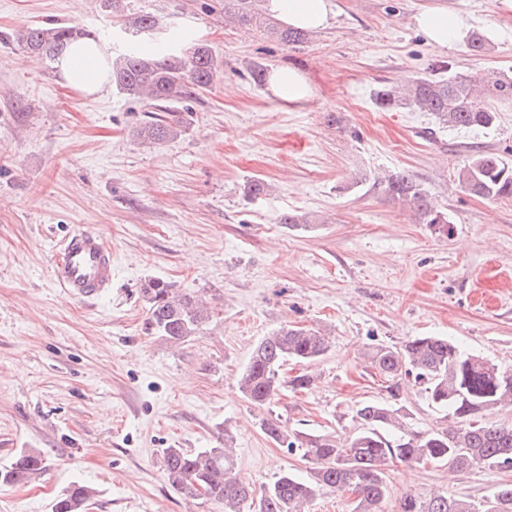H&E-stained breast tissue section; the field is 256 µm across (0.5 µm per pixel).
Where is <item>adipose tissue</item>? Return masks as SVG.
<instances>
[{
    "mask_svg": "<svg viewBox=\"0 0 512 512\" xmlns=\"http://www.w3.org/2000/svg\"><path fill=\"white\" fill-rule=\"evenodd\" d=\"M270 14L281 23L305 30L325 28L332 14L331 0H268ZM417 29L435 49L459 45L469 28L461 11L445 5L423 8L414 17ZM66 87L86 94L102 92L112 81V48L109 44L81 40L71 45L57 63ZM270 91L274 98L291 104L308 103L312 88L298 70H273Z\"/></svg>",
    "mask_w": 512,
    "mask_h": 512,
    "instance_id": "ef3b65f1",
    "label": "adipose tissue"
}]
</instances>
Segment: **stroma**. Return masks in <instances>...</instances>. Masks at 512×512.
<instances>
[{
	"instance_id": "stroma-1",
	"label": "stroma",
	"mask_w": 512,
	"mask_h": 512,
	"mask_svg": "<svg viewBox=\"0 0 512 512\" xmlns=\"http://www.w3.org/2000/svg\"><path fill=\"white\" fill-rule=\"evenodd\" d=\"M440 0H333L327 27L285 46L257 26H229L219 0H0V466L29 448L47 468L0 485V512H51L70 485L95 489L89 512H215L175 493L162 451L220 448L254 486L309 465L262 431L238 390L256 344L281 324L333 338L308 390L283 392L274 415L305 431L347 436L361 402L386 397L368 356L414 336H445L512 370V200L462 191L469 149L512 161V100L495 99L488 130L439 127L428 112L383 110L377 91L414 77L512 72V17L496 0H447L487 50L435 51L412 23ZM151 14L201 34L223 75L180 104L181 135L157 146L133 136L146 102L116 87L86 96L55 64L27 54L17 31L82 27L115 42L127 18ZM295 68L313 86L303 106L275 99L250 71ZM413 175L453 222L438 234L384 194V172ZM261 179L269 196L248 200ZM287 211L307 214L298 229ZM89 229L112 248V286L78 301L52 278V247ZM500 288L480 299L476 271ZM152 279L205 298L203 331L173 345L148 328ZM411 428L441 415L401 381ZM383 512L407 495L440 491L480 501L511 469L449 474L438 464L391 463Z\"/></svg>"
}]
</instances>
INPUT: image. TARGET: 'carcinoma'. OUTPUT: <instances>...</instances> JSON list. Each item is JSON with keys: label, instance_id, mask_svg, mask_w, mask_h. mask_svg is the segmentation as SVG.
Instances as JSON below:
<instances>
[{"label": "carcinoma", "instance_id": "obj_1", "mask_svg": "<svg viewBox=\"0 0 512 512\" xmlns=\"http://www.w3.org/2000/svg\"><path fill=\"white\" fill-rule=\"evenodd\" d=\"M222 2L228 21L262 24L285 45L308 39L307 32L272 19L266 12V0ZM129 25L134 39L119 47V57L112 63V83L123 94L142 99L158 111L134 129L138 140L158 145L183 131L181 113L172 111L169 104L211 86L221 72V63L206 43L157 38L160 22L154 16L135 17ZM90 36L77 26H27L19 30L17 40L29 52L54 61L73 41ZM491 95L512 99V77L487 82L457 75L417 77L379 92L377 103L383 109L430 112L443 127L489 129L496 121V111L485 102ZM457 182L463 191L477 197L511 199L512 163L496 153L473 150L457 169ZM380 184L390 198L409 207L418 223L452 234L448 213L437 209L412 175L390 172L381 177ZM141 293L148 305L151 331L172 343L197 335L209 320V308L200 298L180 293L165 281L153 280ZM331 346L332 337L326 333L285 324L254 347L239 382L243 397L267 411L261 423L265 435L311 464L306 477L286 471L258 493L236 473L232 441L226 438L222 448L197 452L165 449L163 467L169 487L191 497L203 488L217 512H307L325 490L352 495L351 512H382L381 504L388 495L386 469L393 461L442 464L457 473L476 467L512 468V424L478 420L482 414L512 403V370L468 353L442 336H415L399 347H379L371 355V365L391 382V390L403 378L412 380L428 404L443 413V426L409 431L405 428L407 413L385 401L363 403L356 411L359 429L345 439L285 425L272 415V404L285 386L309 388L314 374L286 380L280 376L282 367L290 361L313 366ZM45 470L41 452L29 449L0 468V484H27ZM93 494L86 485H74L54 501L52 512H85ZM398 512H512V484L498 487L481 501L446 493L424 500L409 495L399 504Z\"/></svg>", "mask_w": 512, "mask_h": 512}]
</instances>
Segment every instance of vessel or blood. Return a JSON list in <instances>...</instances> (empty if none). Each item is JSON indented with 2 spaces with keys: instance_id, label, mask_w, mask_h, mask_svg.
Returning <instances> with one entry per match:
<instances>
[{
  "instance_id": "vessel-or-blood-1",
  "label": "vessel or blood",
  "mask_w": 512,
  "mask_h": 512,
  "mask_svg": "<svg viewBox=\"0 0 512 512\" xmlns=\"http://www.w3.org/2000/svg\"><path fill=\"white\" fill-rule=\"evenodd\" d=\"M52 274L74 299L100 296L112 284V249L97 232L74 231L55 245Z\"/></svg>"
}]
</instances>
